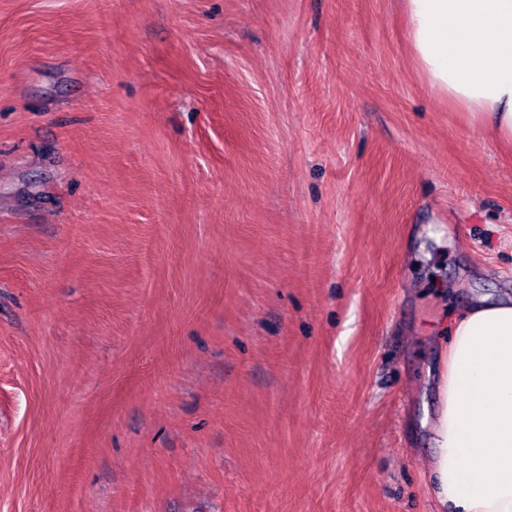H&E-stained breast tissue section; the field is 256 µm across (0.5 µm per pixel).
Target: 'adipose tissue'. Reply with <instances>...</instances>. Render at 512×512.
Segmentation results:
<instances>
[{"mask_svg":"<svg viewBox=\"0 0 512 512\" xmlns=\"http://www.w3.org/2000/svg\"><path fill=\"white\" fill-rule=\"evenodd\" d=\"M430 87L512 144V0H402ZM429 427L437 512H512V297L479 300L449 328Z\"/></svg>","mask_w":512,"mask_h":512,"instance_id":"adipose-tissue-1","label":"adipose tissue"}]
</instances>
